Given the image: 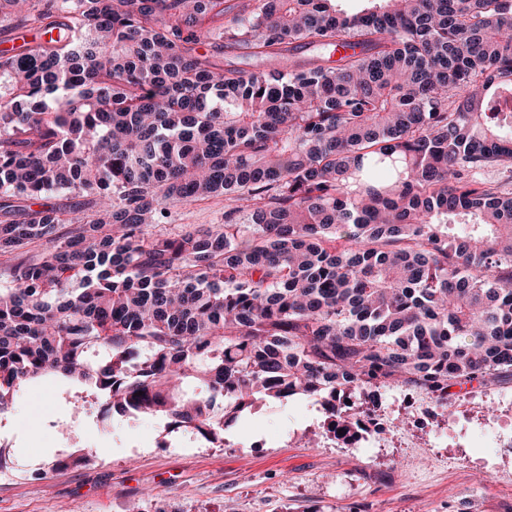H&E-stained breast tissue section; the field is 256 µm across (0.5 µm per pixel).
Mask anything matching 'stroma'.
I'll list each match as a JSON object with an SVG mask.
<instances>
[{
  "label": "stroma",
  "instance_id": "obj_1",
  "mask_svg": "<svg viewBox=\"0 0 512 512\" xmlns=\"http://www.w3.org/2000/svg\"><path fill=\"white\" fill-rule=\"evenodd\" d=\"M223 221L217 197L172 207L166 228ZM69 388L38 380L0 416V512H512V455L489 458L475 436L512 416L510 378L458 390L428 429L397 409L400 388L381 389L392 427L354 450L304 398L263 407L218 448L161 419L103 423Z\"/></svg>",
  "mask_w": 512,
  "mask_h": 512
}]
</instances>
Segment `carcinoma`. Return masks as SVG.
I'll return each mask as SVG.
<instances>
[{"label": "carcinoma", "mask_w": 512, "mask_h": 512, "mask_svg": "<svg viewBox=\"0 0 512 512\" xmlns=\"http://www.w3.org/2000/svg\"><path fill=\"white\" fill-rule=\"evenodd\" d=\"M336 2L0 0L58 31L0 50V415L51 375L222 445L259 400L512 378V0ZM224 223V197L207 201L179 204L170 209L167 223L161 227L177 231L180 224H222Z\"/></svg>", "instance_id": "obj_1"}]
</instances>
